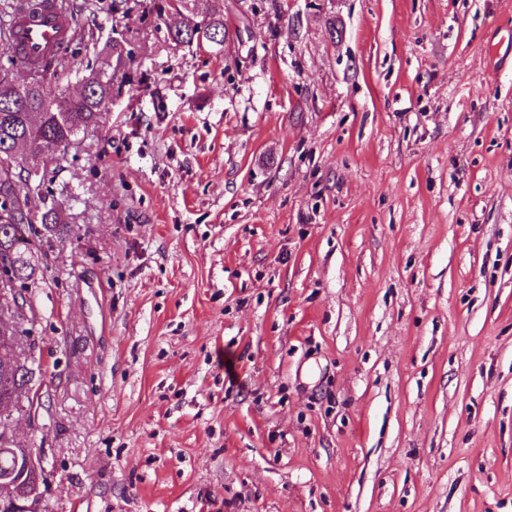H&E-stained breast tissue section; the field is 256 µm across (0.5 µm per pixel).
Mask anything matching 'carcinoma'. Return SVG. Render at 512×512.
<instances>
[{"mask_svg": "<svg viewBox=\"0 0 512 512\" xmlns=\"http://www.w3.org/2000/svg\"><path fill=\"white\" fill-rule=\"evenodd\" d=\"M194 0H180L177 11L183 21L166 26L167 39L175 44L221 51L229 31L224 24V0H210L206 25L199 27L193 13ZM58 60L30 70L24 83L0 78V254L14 256V273L25 289L40 272L39 256L53 236L71 227L62 223L54 206L46 205L42 186L47 168L89 130L99 126L112 104L114 77L90 70L83 77V92L70 97L61 86ZM32 179V196L17 204L15 185ZM10 301L0 299V405L18 402L30 390L36 376L35 360L10 353L13 337L26 336L30 328L8 329ZM19 451L11 439L0 434V475L16 471Z\"/></svg>", "mask_w": 512, "mask_h": 512, "instance_id": "1", "label": "carcinoma"}]
</instances>
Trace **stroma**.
I'll return each instance as SVG.
<instances>
[{
  "label": "stroma",
  "instance_id": "1",
  "mask_svg": "<svg viewBox=\"0 0 512 512\" xmlns=\"http://www.w3.org/2000/svg\"><path fill=\"white\" fill-rule=\"evenodd\" d=\"M16 435L45 512H512V0H70ZM180 1L179 8L175 7L183 15V21L174 26L166 25L167 39L175 44L192 47H205L207 49L223 51L224 41L229 35V31L224 24V1L210 0L208 14L204 17L206 25L200 28L196 20L193 8L195 0H176ZM183 10L186 14L183 13ZM203 18V19H204Z\"/></svg>",
  "mask_w": 512,
  "mask_h": 512
}]
</instances>
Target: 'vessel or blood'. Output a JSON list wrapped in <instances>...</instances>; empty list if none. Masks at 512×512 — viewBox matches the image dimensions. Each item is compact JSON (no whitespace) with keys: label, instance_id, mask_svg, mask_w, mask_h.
<instances>
[{"label":"vessel or blood","instance_id":"obj_1","mask_svg":"<svg viewBox=\"0 0 512 512\" xmlns=\"http://www.w3.org/2000/svg\"><path fill=\"white\" fill-rule=\"evenodd\" d=\"M72 39L71 17L57 9L53 0H43L34 8L26 0H17L7 45L23 66L60 57Z\"/></svg>","mask_w":512,"mask_h":512}]
</instances>
